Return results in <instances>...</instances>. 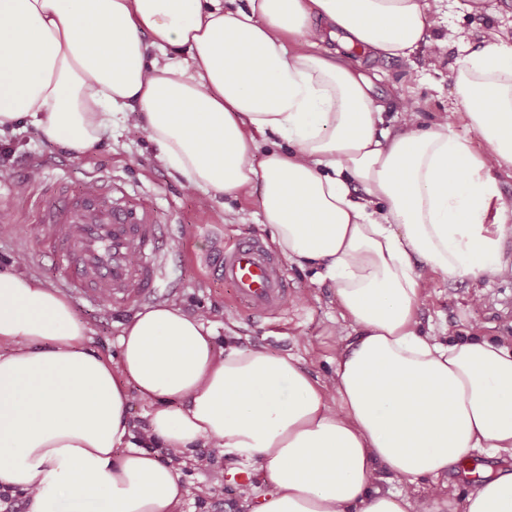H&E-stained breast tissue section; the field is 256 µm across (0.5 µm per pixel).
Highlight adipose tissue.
<instances>
[{
    "label": "adipose tissue",
    "mask_w": 512,
    "mask_h": 512,
    "mask_svg": "<svg viewBox=\"0 0 512 512\" xmlns=\"http://www.w3.org/2000/svg\"><path fill=\"white\" fill-rule=\"evenodd\" d=\"M439 0H0V136L33 126L90 155L115 111L188 188H261L279 251L335 289L355 335L325 385L292 356L217 350L202 315L163 302L124 325L118 357L91 350L71 301L0 268V486L31 512H178L177 467L210 444L260 462L252 512H512V471L467 491L450 466L512 457V341L436 335L418 308L427 275L512 274V42L465 49L456 104L483 153L416 122L384 123L371 80L344 60L407 58ZM339 40L340 50L324 44ZM148 408L143 441L133 402Z\"/></svg>",
    "instance_id": "ef3b65f1"
}]
</instances>
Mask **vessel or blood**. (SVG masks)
I'll return each mask as SVG.
<instances>
[{
    "mask_svg": "<svg viewBox=\"0 0 512 512\" xmlns=\"http://www.w3.org/2000/svg\"><path fill=\"white\" fill-rule=\"evenodd\" d=\"M36 190V248L62 264L66 288L119 309L155 293L166 232L150 203H131L123 185L99 178L78 193L57 183ZM204 264L254 316L278 314L293 299L279 256L259 239L228 245L212 230Z\"/></svg>",
    "mask_w": 512,
    "mask_h": 512,
    "instance_id": "obj_1",
    "label": "vessel or blood"
}]
</instances>
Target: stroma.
<instances>
[{
  "mask_svg": "<svg viewBox=\"0 0 512 512\" xmlns=\"http://www.w3.org/2000/svg\"><path fill=\"white\" fill-rule=\"evenodd\" d=\"M472 11L461 10L455 0H443L442 11L429 29L437 39L442 25L451 23L470 31L475 45L512 36V0H473ZM439 71L423 70L421 55L412 60L371 59L353 55L355 68L368 75L373 94L385 107L384 118L395 122L400 96L416 101L422 126L446 118L455 105L453 73L463 55L457 48L443 51ZM155 148L134 120L115 115L111 129L88 157L77 159L62 147L42 140L34 127L0 138V220L7 231L0 233V267L9 266L17 254L28 257L23 270L45 280L57 292H64L65 274L50 258L30 254L28 244L36 230L29 217L36 198L25 184L31 170L48 178L64 177L71 190H79L94 177L124 183L132 200H151L163 223L169 226V263L154 302L172 303L184 313L209 314L218 336H235L237 344L249 349H268L294 356L301 369L323 382L334 377L341 329L336 296L330 283H317L311 270L284 262L283 272L297 300L281 315L259 320L237 306L223 283L209 279L193 262V254L207 245L205 228L222 225L225 241L251 236L270 241L261 227L258 191L240 198L187 194L179 178L154 160ZM78 314L91 329V348L118 356L117 339L134 310L118 312L107 304H92L74 297ZM418 316L423 327L441 330L454 326L461 336L512 338V277L494 280L451 279L438 273L426 283ZM211 466L181 469L186 490L180 512H250L247 499L262 495L266 484L252 479L250 492H242L239 459L223 449L205 447Z\"/></svg>",
  "mask_w": 512,
  "mask_h": 512,
  "instance_id": "obj_1",
  "label": "stroma"
}]
</instances>
